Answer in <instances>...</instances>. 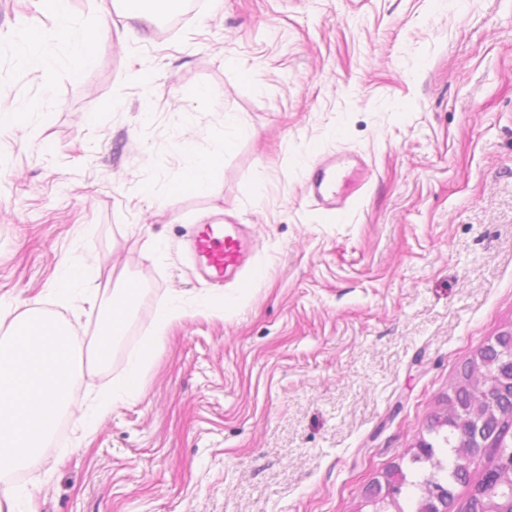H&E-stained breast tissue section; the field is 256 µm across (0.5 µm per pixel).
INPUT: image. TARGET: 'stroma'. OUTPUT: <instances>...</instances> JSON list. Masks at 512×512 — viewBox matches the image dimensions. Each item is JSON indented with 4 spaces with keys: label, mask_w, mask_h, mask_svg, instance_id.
I'll list each match as a JSON object with an SVG mask.
<instances>
[{
    "label": "stroma",
    "mask_w": 512,
    "mask_h": 512,
    "mask_svg": "<svg viewBox=\"0 0 512 512\" xmlns=\"http://www.w3.org/2000/svg\"><path fill=\"white\" fill-rule=\"evenodd\" d=\"M179 25L73 0L77 68L19 64L39 0H0V322L37 302L80 350L141 289L14 512H368L361 492L428 437L464 365L512 324V0H193ZM148 69L151 86L131 78ZM243 125L202 194L176 193L225 115ZM191 141L193 156L179 146ZM369 181L340 215L319 156ZM250 230L249 287L184 253L208 217ZM176 306L154 350L157 317ZM146 355L144 390L91 421ZM334 163V157L327 156L321 158L318 161L319 166L316 170L314 179L310 183V192H312L321 201H325V196L329 197L330 192H333L337 185L345 180V177L342 176L341 179L337 181L338 172H342V169L346 166L343 164L342 156L336 155V179L334 181L331 179L326 181L327 166H330ZM351 171L354 174H357L358 177L346 179L344 181L343 187L339 191L336 190L334 197H329L330 200L336 199V208H328V210H334L336 211V214L345 207L347 199L361 185L362 181H365L366 179V168L364 165L352 168ZM139 288L129 283L118 293H112L107 305L101 310L99 330L87 352L88 369H99L112 357V349L122 334L126 321L127 305L133 302Z\"/></svg>",
    "instance_id": "35a3bbf8"
}]
</instances>
